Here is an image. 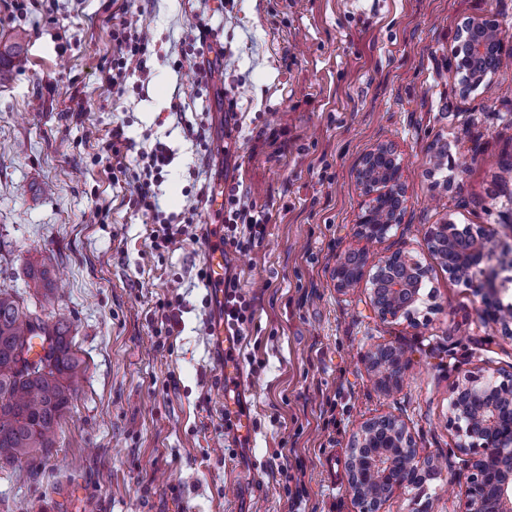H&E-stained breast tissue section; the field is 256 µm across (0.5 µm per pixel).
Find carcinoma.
Wrapping results in <instances>:
<instances>
[{
  "mask_svg": "<svg viewBox=\"0 0 512 512\" xmlns=\"http://www.w3.org/2000/svg\"><path fill=\"white\" fill-rule=\"evenodd\" d=\"M33 287L52 292L46 268L28 264ZM69 325L49 322L15 293L0 289V462L16 463L53 447L61 420L84 378ZM50 343L51 360L30 357V337Z\"/></svg>",
  "mask_w": 512,
  "mask_h": 512,
  "instance_id": "carcinoma-1",
  "label": "carcinoma"
}]
</instances>
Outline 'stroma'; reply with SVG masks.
<instances>
[{
	"label": "stroma",
	"mask_w": 512,
	"mask_h": 512,
	"mask_svg": "<svg viewBox=\"0 0 512 512\" xmlns=\"http://www.w3.org/2000/svg\"><path fill=\"white\" fill-rule=\"evenodd\" d=\"M105 2L30 0L14 14L0 0V47L26 35L23 64L0 82V285L43 319L65 317L85 368L53 448L0 465V512H353L349 439L387 413L438 463L431 512H454L467 473L448 395L466 371H512V338L481 325L478 296L422 237L447 219L495 226L512 215V69L466 95L452 55L472 17H493L512 47V0H235L224 13L218 0H127L159 53L149 84L121 96L103 73ZM203 12L222 53L178 119L171 100L196 74L175 62ZM227 100L244 136L200 164L183 127L223 141ZM119 125L138 146L169 147L166 212L196 184L238 188L269 216L261 244L225 254L253 300L236 347L250 438L226 427L217 312L197 279L204 245L154 250L151 218L95 160ZM264 125L287 133L273 146L250 140ZM384 140L404 158L406 213L376 252L410 250L429 267L436 307L415 326L380 321L362 291L339 294L330 276L364 204L354 166ZM440 142L448 166L432 174ZM31 261L61 276L53 299L28 288ZM174 299L181 330L168 336L160 305ZM383 343L409 359L388 394L364 364Z\"/></svg>",
	"instance_id": "stroma-1"
}]
</instances>
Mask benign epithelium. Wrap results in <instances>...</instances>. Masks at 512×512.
<instances>
[{
    "label": "benign epithelium",
    "mask_w": 512,
    "mask_h": 512,
    "mask_svg": "<svg viewBox=\"0 0 512 512\" xmlns=\"http://www.w3.org/2000/svg\"><path fill=\"white\" fill-rule=\"evenodd\" d=\"M502 35L495 20L471 18L458 29L454 57L464 56L460 89L468 94L491 80L504 61ZM403 158L394 144L380 142L358 160L353 174L365 204L354 225L362 246L336 256L331 276L346 294L361 289L381 321L418 324L420 307L432 308L434 296L423 294L430 270L410 251L376 256L370 248L402 223L406 187ZM497 232L482 226H459L451 219L426 228L428 251L445 262L448 277L480 297V318L512 338V303L503 302L497 271L488 263L495 255ZM368 373L378 387L398 386L409 363L401 348L383 344L365 355ZM449 426L468 476L458 491V512H512V373L479 369L463 375L452 388ZM347 493L354 512H384L394 493L424 486L436 478L431 460L419 455L407 424L388 413L361 423L349 441Z\"/></svg>",
    "instance_id": "1"
}]
</instances>
